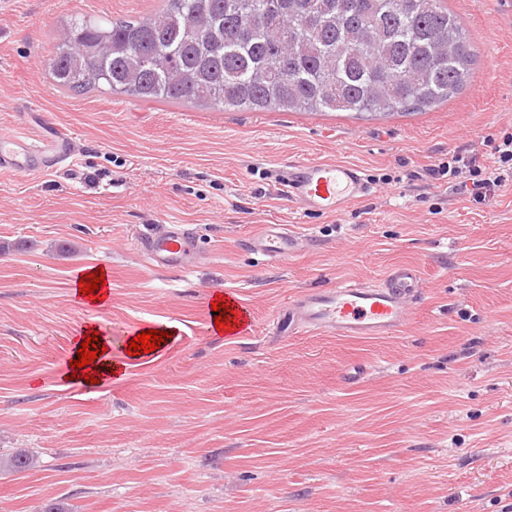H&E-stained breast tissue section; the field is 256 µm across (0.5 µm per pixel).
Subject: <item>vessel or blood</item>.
I'll return each mask as SVG.
<instances>
[{
    "label": "vessel or blood",
    "instance_id": "vessel-or-blood-1",
    "mask_svg": "<svg viewBox=\"0 0 512 512\" xmlns=\"http://www.w3.org/2000/svg\"><path fill=\"white\" fill-rule=\"evenodd\" d=\"M74 134L64 127L44 134L26 126L0 131V174L23 178L48 173L68 163ZM289 197L304 208L340 213L369 196L372 187L358 167L336 161H306L289 165L284 175ZM140 251L159 269L185 271L198 251V242L186 225L173 224L161 235L138 242ZM264 257L280 260L292 255L297 238L282 224L265 225L249 240ZM417 268L392 267L377 282L345 280L329 288L304 290L280 309L277 333L281 336L329 334L344 337L385 336L399 332L410 320L421 297ZM230 308L225 335L246 329V306L237 294L226 296Z\"/></svg>",
    "mask_w": 512,
    "mask_h": 512
}]
</instances>
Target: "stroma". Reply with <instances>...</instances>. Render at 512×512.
<instances>
[{"label": "stroma", "instance_id": "stroma-1", "mask_svg": "<svg viewBox=\"0 0 512 512\" xmlns=\"http://www.w3.org/2000/svg\"><path fill=\"white\" fill-rule=\"evenodd\" d=\"M162 0H0V129L49 116L70 165L0 176V512H512V182L475 204L418 177L450 148L489 155L512 128V0H444L476 48L467 84L422 112L218 111L96 90L58 91L50 63L71 17L139 19ZM335 160L373 191L341 215L297 206L288 164ZM169 224L196 231L190 270L138 250ZM300 236L280 261L249 238ZM417 267L422 299L380 337L277 336L294 293ZM105 270L102 306L74 281ZM251 311L211 324L215 293ZM169 326L120 381L65 380L76 339ZM365 368L343 384L346 366ZM216 297H220V300H216ZM224 297L226 298V304H229V307L225 306L224 308H221L220 314L218 315H221L226 326L216 329V326H219L215 325V319L218 315L212 314L213 327L218 333H224L226 336L241 335L248 326L246 325V306L236 293H226V296H224L223 293L217 294L212 301V306L213 303H217V301H220V304L224 305ZM229 310H232V313H229ZM224 318H227V321H224Z\"/></svg>", "mask_w": 512, "mask_h": 512}]
</instances>
